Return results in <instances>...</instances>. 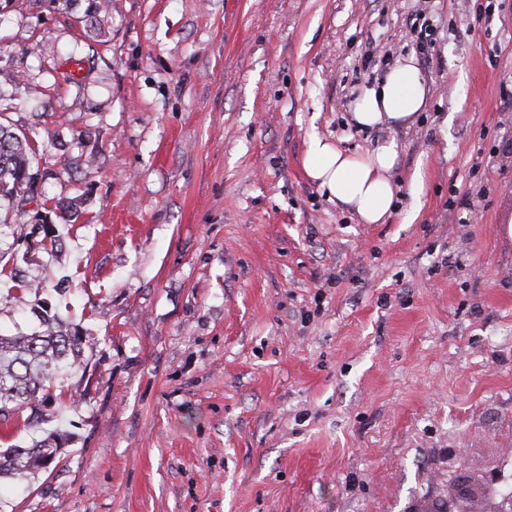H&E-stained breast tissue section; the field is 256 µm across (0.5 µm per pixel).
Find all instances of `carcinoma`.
I'll return each instance as SVG.
<instances>
[{
  "mask_svg": "<svg viewBox=\"0 0 512 512\" xmlns=\"http://www.w3.org/2000/svg\"><path fill=\"white\" fill-rule=\"evenodd\" d=\"M32 147L26 136L0 123V199H19L26 184L41 173L32 168ZM38 244L46 252L61 245L52 224L41 225ZM40 330L32 334H0V423L23 420V426L38 429L49 422L47 407L61 403L75 406L78 397L56 387L59 373L84 365L86 337L74 323H66L44 310L38 313ZM68 439L57 431L47 433L26 447L0 449V477L23 479L45 470L61 457Z\"/></svg>",
  "mask_w": 512,
  "mask_h": 512,
  "instance_id": "cac0c4a2",
  "label": "carcinoma"
}]
</instances>
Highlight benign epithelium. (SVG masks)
Here are the masks:
<instances>
[{"mask_svg":"<svg viewBox=\"0 0 512 512\" xmlns=\"http://www.w3.org/2000/svg\"><path fill=\"white\" fill-rule=\"evenodd\" d=\"M465 481L475 488L473 493H463L459 482L448 485V496L436 501H420L407 512H512V502L502 499L488 480L486 471H466Z\"/></svg>","mask_w":512,"mask_h":512,"instance_id":"obj_1","label":"benign epithelium"}]
</instances>
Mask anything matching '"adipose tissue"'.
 Returning <instances> with one entry per match:
<instances>
[{"label": "adipose tissue", "instance_id": "1", "mask_svg": "<svg viewBox=\"0 0 512 512\" xmlns=\"http://www.w3.org/2000/svg\"><path fill=\"white\" fill-rule=\"evenodd\" d=\"M427 95L414 57L407 56L363 90L354 103L352 118L365 128L408 127L424 109ZM396 158L391 144L358 154L315 136L308 144L305 173L326 190L329 199L352 208L361 223L381 224L390 217L397 199L398 188L391 178Z\"/></svg>", "mask_w": 512, "mask_h": 512}]
</instances>
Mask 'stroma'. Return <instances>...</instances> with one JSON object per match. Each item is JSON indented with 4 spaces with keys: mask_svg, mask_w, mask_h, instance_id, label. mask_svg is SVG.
<instances>
[{
    "mask_svg": "<svg viewBox=\"0 0 512 512\" xmlns=\"http://www.w3.org/2000/svg\"><path fill=\"white\" fill-rule=\"evenodd\" d=\"M409 55L417 121L355 125ZM510 90L512 0H0V121L48 174L0 216L62 236L0 239V333L88 340L64 459L0 512H405L512 457ZM315 134L395 143L385 223L306 176Z\"/></svg>",
    "mask_w": 512,
    "mask_h": 512,
    "instance_id": "1",
    "label": "stroma"
}]
</instances>
